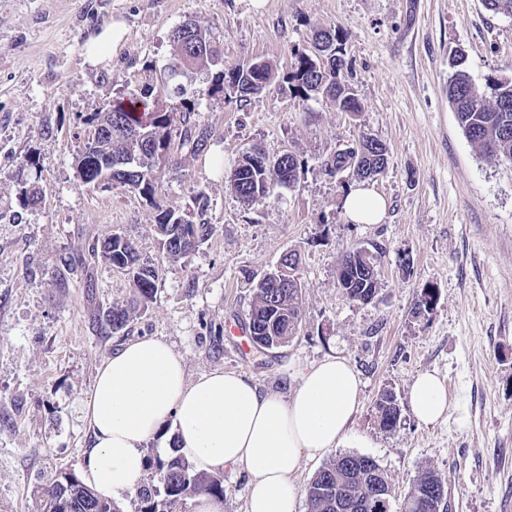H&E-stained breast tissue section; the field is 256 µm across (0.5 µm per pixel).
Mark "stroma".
Wrapping results in <instances>:
<instances>
[{
	"label": "stroma",
	"mask_w": 512,
	"mask_h": 512,
	"mask_svg": "<svg viewBox=\"0 0 512 512\" xmlns=\"http://www.w3.org/2000/svg\"><path fill=\"white\" fill-rule=\"evenodd\" d=\"M117 19L124 45L90 64L85 43ZM187 19L219 49V67L183 71V93L165 92L160 104L176 114L195 104L194 120L213 129L206 149L176 151L151 200L84 183L85 118L159 88L176 58L171 33ZM320 27L344 37L361 112L275 84L244 106L217 89V70L251 61L286 75ZM458 55L476 84L512 79V17L482 0H0V512H41L38 487L75 468L85 445L82 407L99 365L146 337L168 341L188 378L221 368L281 395L295 388L289 366L344 356L361 388L339 452L376 459L394 503L432 469L447 482L448 512H512V165L481 156L455 119L447 86ZM364 134L388 154L371 182L386 202L377 224L348 221L343 198L356 178L320 166ZM256 146L289 149L306 165L293 188L247 204L227 176ZM29 188L43 191L41 202L28 203ZM166 207L212 227L175 261L156 230ZM115 232L158 265L160 280L148 308L107 334L98 313L134 296L128 276L92 251ZM362 247L381 270L367 304L336 283L340 256ZM292 250L300 330L261 351L245 329L253 287ZM428 286L434 307L415 314ZM428 370L456 401L429 427L409 404ZM386 389L400 408L389 432L374 410Z\"/></svg>",
	"instance_id": "stroma-1"
}]
</instances>
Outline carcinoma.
Returning <instances> with one entry per match:
<instances>
[{"label":"carcinoma","mask_w":512,"mask_h":512,"mask_svg":"<svg viewBox=\"0 0 512 512\" xmlns=\"http://www.w3.org/2000/svg\"><path fill=\"white\" fill-rule=\"evenodd\" d=\"M325 44L326 62L320 64L304 53H294L291 69L283 77L282 90L308 99L323 95L343 112H359L360 104L349 91L345 73L352 63L345 57L343 39L338 29H321L313 34ZM171 40L177 56L187 55L185 66L202 68L212 65L217 50L202 30L192 22L175 28ZM275 78L267 62L251 63L227 73H217L218 88H228L239 103H246L264 90ZM153 91L146 90L140 98L118 101L104 111L84 119L88 126L99 127L107 133L95 148L85 146L78 165L91 167L102 159H112V181L128 187L145 197L157 190L156 170L163 147L174 153L175 146H189L194 151L206 148L210 131L191 121L192 107H186L182 120L146 99ZM448 101L459 127L471 145L484 157L512 164V82L489 76L485 86H478L464 71H455L448 81ZM149 130L150 137L140 139L133 131ZM387 164L384 144L367 135L351 146L325 159L321 167L329 175L351 172L365 176V169L374 175L382 173ZM305 161L297 154L282 151L271 155L263 149L242 156L228 174L231 190L245 203L270 194L268 187L276 182L284 187L297 180ZM158 233L166 257H183L211 232L207 224H190L174 208L159 214ZM100 254L112 268L132 279L137 299L131 304L114 303L99 315V324L106 333L123 330L129 321V310L147 308L157 291L159 270L153 264L140 261L133 243L115 233L100 244ZM299 259L284 264L279 278L265 277L255 284L246 329L254 346L266 350L279 348L294 338L302 321V283L298 273ZM337 286L354 301L375 295L380 288L381 271L378 259L372 254L355 250L344 252L336 267ZM376 419L381 430H393L399 419L395 395L383 391L375 403ZM158 488H143L138 497L140 512H169L182 500L200 494L224 499L223 480L217 474L198 472L184 457L173 454L157 456L150 461ZM379 486L382 495L369 496L371 486ZM446 481L434 470L426 469L417 475L399 512H418L414 508L420 499L427 500L423 512H448L442 493ZM309 512H392V487L385 470L372 457L354 453H339L321 467L307 486ZM42 512H120L115 503L100 498L82 483L75 473L63 468L47 478L42 490Z\"/></svg>","instance_id":"obj_1"}]
</instances>
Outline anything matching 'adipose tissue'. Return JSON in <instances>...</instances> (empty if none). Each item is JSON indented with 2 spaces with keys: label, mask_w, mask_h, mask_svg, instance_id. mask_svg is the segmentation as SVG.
<instances>
[{
  "label": "adipose tissue",
  "mask_w": 512,
  "mask_h": 512,
  "mask_svg": "<svg viewBox=\"0 0 512 512\" xmlns=\"http://www.w3.org/2000/svg\"><path fill=\"white\" fill-rule=\"evenodd\" d=\"M344 207L352 222L376 224L385 202L361 184L347 194ZM292 377L296 388L288 398L220 368L191 380L166 340L128 342L102 361L83 406L88 442L77 462L82 479L109 500L134 492L147 470L143 444L170 422L177 454L197 470H246V512H298L301 463L344 440L361 380L336 354L294 367ZM409 402L425 425L446 419L453 405L445 379L429 371L412 382Z\"/></svg>",
  "instance_id": "ef3b65f1"
}]
</instances>
